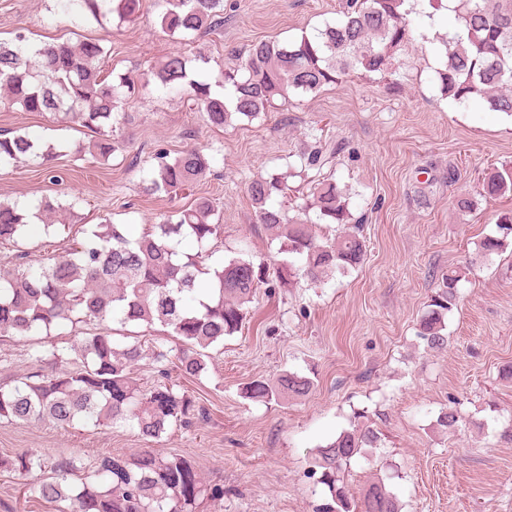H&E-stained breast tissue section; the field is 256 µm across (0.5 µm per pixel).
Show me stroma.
Wrapping results in <instances>:
<instances>
[{"label":"stroma","mask_w":512,"mask_h":512,"mask_svg":"<svg viewBox=\"0 0 512 512\" xmlns=\"http://www.w3.org/2000/svg\"><path fill=\"white\" fill-rule=\"evenodd\" d=\"M346 0H224V25L189 41L160 27V10L144 0L140 16L123 24L76 19L56 0H0V40L26 28L33 41L99 38L112 53L104 74L142 82L172 52L204 54L209 81L235 66L260 40L309 34L334 21ZM438 14L416 21L414 39L397 54L392 75L345 76L319 92L293 94L272 112L247 122L208 125L189 97L147 86L123 106L122 149L109 164L80 156L93 131L47 113L0 106V131L48 136L63 145L55 162L60 184L23 160L0 169V200H75L73 216L46 236L30 226L17 246H0V264L17 251L37 264L83 240L102 219L131 235L162 214L204 195L221 212L222 245L214 261L246 248L275 256L279 244L253 220L248 184L286 169L290 152L317 131L334 155L324 168L351 190L350 210L363 224V265L317 287L306 283L259 289L240 332L225 337L206 370L182 387L207 411L206 421L172 427L156 441L200 470L223 496L205 497L198 512H321L330 497L310 473L318 446L361 421L381 434L377 447L353 459L351 491L379 477L403 512H512V254L479 257L508 198H477L460 212L456 198L475 193L485 173L512 164V118L442 98L436 70L443 55ZM198 149L213 159L192 193L146 192L143 176L159 149ZM471 264L446 318L448 344L426 348L418 322L449 269ZM286 372L310 377L312 392L278 403L245 396L255 379ZM456 407L461 422L437 419ZM130 429H94L43 422H0V455L35 448L128 457L143 447ZM27 476L0 473V512H57L30 499Z\"/></svg>","instance_id":"1"}]
</instances>
